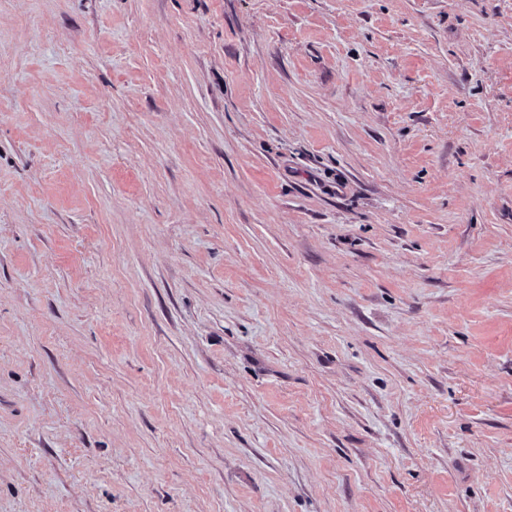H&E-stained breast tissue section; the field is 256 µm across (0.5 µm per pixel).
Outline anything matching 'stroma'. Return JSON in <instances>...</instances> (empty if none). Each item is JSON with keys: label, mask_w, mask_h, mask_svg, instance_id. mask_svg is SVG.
Instances as JSON below:
<instances>
[{"label": "stroma", "mask_w": 512, "mask_h": 512, "mask_svg": "<svg viewBox=\"0 0 512 512\" xmlns=\"http://www.w3.org/2000/svg\"><path fill=\"white\" fill-rule=\"evenodd\" d=\"M0 512H512V0H0Z\"/></svg>", "instance_id": "1"}]
</instances>
